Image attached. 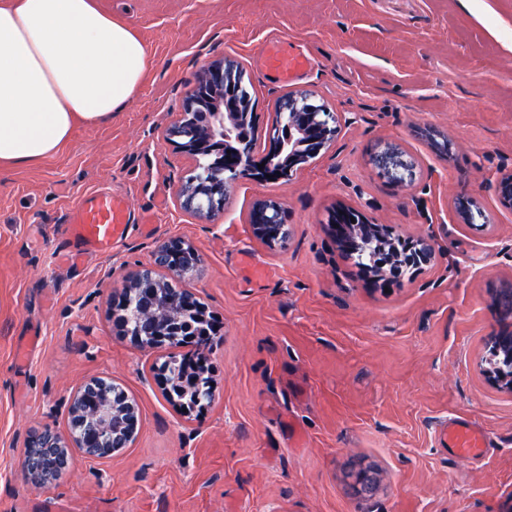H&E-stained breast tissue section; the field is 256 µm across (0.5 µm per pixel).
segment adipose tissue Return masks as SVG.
Returning <instances> with one entry per match:
<instances>
[{"instance_id": "1", "label": "adipose tissue", "mask_w": 512, "mask_h": 512, "mask_svg": "<svg viewBox=\"0 0 512 512\" xmlns=\"http://www.w3.org/2000/svg\"><path fill=\"white\" fill-rule=\"evenodd\" d=\"M148 66L144 42L96 0H0V165L36 164L76 124L123 111Z\"/></svg>"}]
</instances>
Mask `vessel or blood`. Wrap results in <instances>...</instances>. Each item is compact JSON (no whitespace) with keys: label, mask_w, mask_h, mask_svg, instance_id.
Returning <instances> with one entry per match:
<instances>
[{"label":"vessel or blood","mask_w":512,"mask_h":512,"mask_svg":"<svg viewBox=\"0 0 512 512\" xmlns=\"http://www.w3.org/2000/svg\"><path fill=\"white\" fill-rule=\"evenodd\" d=\"M258 60L266 72L283 84L293 82L307 65L305 59L286 52L276 40L262 47ZM129 221V212L110 194L103 192L79 202L71 232L82 244L106 253L116 240L122 238ZM448 440L454 454L468 457L479 453L482 436L465 428L449 435Z\"/></svg>","instance_id":"b4317fda"}]
</instances>
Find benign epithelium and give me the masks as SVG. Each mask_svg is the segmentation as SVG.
<instances>
[{"mask_svg":"<svg viewBox=\"0 0 512 512\" xmlns=\"http://www.w3.org/2000/svg\"><path fill=\"white\" fill-rule=\"evenodd\" d=\"M241 77L243 74L240 67L231 61L207 66L195 88L186 97L179 120L166 130L167 140L195 161L193 176L180 189V203L183 208L206 217L223 209L228 185L240 178L264 181L268 174L276 180H289L310 162V157L317 156L325 146L332 143L339 132L336 113L316 103L307 93H291L278 103L280 110L288 114L289 122L286 125L280 121L273 122L262 157L255 155L253 141L246 136L239 140L235 157L212 161L205 170H200L201 159L206 156L209 143L217 136L224 135L229 125L238 121V115L220 110L200 114L195 111V106L198 100L222 89L225 81L233 83ZM293 126L299 127L308 140H294L291 135ZM284 152L288 153V167L276 168L270 164L271 157ZM493 188L500 204L512 210V170L501 174ZM250 224L254 237L269 248L282 245L288 238L284 207L277 201L257 202L250 214ZM327 226L331 227L337 238L343 234L362 237L375 228L383 238H398L405 245L406 251L412 253L407 264L402 263L399 256L389 257L378 276L361 272L362 277L374 287L398 283L403 280L405 269L416 272L429 265L434 257V247L430 240L423 237L405 238L386 224L373 227L365 223V215L361 212L351 214L343 207L336 209L329 214ZM201 264L202 256L191 243L180 238H171L161 243L154 250L149 267L126 276L120 297L114 303L113 314L119 317L129 295L138 292L143 297L136 325L131 326L126 320H117L122 334L142 347L166 344L174 350L178 349L181 330L174 320L189 309V302L195 296L183 295L176 288L165 289L166 280L158 277V273L165 271L184 277L195 273ZM209 387L210 382L205 380V375H198L192 387L194 402L184 405V408L190 410L202 406ZM83 420L95 431L98 439L115 453L131 447L139 425V412L129 397H112L104 391L96 407L84 415ZM42 435L46 448L65 451L79 447L80 439L73 433L64 438L46 428Z\"/></svg>","mask_w":512,"mask_h":512,"instance_id":"obj_1","label":"benign epithelium"}]
</instances>
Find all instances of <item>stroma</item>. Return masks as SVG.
I'll return each mask as SVG.
<instances>
[{
  "label": "stroma",
  "instance_id": "1",
  "mask_svg": "<svg viewBox=\"0 0 512 512\" xmlns=\"http://www.w3.org/2000/svg\"><path fill=\"white\" fill-rule=\"evenodd\" d=\"M100 4L148 49L134 100L41 162L0 168V512H512V393L483 374L501 326L492 297L512 289V212L488 189L512 168V0ZM270 38L310 60L291 86L255 63ZM225 60L242 66L260 127L307 91L341 130L291 180H240L205 218L177 199L194 163L165 131L200 70ZM383 151L412 159L408 187L380 175ZM96 191L132 218L106 254L67 234ZM460 196L478 199L484 226L461 222ZM265 199L289 224L273 249L248 224ZM339 204L430 239L433 263L366 289L324 228ZM171 238L203 256L173 286L223 323L206 348L181 350L213 381L211 404L187 414L157 375L167 348H141L112 318L124 276ZM98 377L139 408L131 447L103 459L73 448L56 480L27 477L31 435L66 434L76 388ZM458 421L485 433L483 454L441 446Z\"/></svg>",
  "mask_w": 512,
  "mask_h": 512
}]
</instances>
